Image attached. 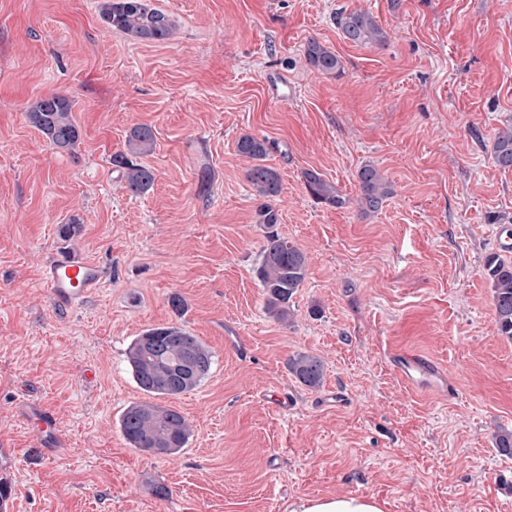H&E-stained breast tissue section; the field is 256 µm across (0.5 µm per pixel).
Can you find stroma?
<instances>
[{
  "instance_id": "1",
  "label": "stroma",
  "mask_w": 512,
  "mask_h": 512,
  "mask_svg": "<svg viewBox=\"0 0 512 512\" xmlns=\"http://www.w3.org/2000/svg\"><path fill=\"white\" fill-rule=\"evenodd\" d=\"M101 0H0V503L8 512H292L299 499L367 496L385 512H512V342L498 336L483 276L512 225V171L496 167L512 126V0H148L171 37L107 29ZM372 14L381 46L345 40L335 18ZM340 57L304 58L309 38ZM276 72L295 88L276 101ZM72 103L80 139L49 145L27 119L39 98ZM155 133L132 196L112 164L133 126ZM267 139L279 233L308 259L292 319L264 309L242 135ZM371 165L393 194L363 212ZM346 205L317 202L303 174ZM77 223L64 237L62 228ZM69 251L102 288L66 313L41 271ZM185 307L174 312L171 295ZM176 325L213 353L209 377L166 399L191 427L153 456L124 438L145 400L125 350ZM422 353L453 399L408 389L388 362ZM319 357V389L288 360ZM36 400L63 448L19 414ZM305 58L308 65L320 74H333L342 67L341 60L336 53L315 38H310L307 41ZM492 159L503 170H512V129L499 131L493 142ZM303 178L307 190L315 200L337 208L344 206L345 201L337 191L335 184L323 179L319 172L305 171Z\"/></svg>"
}]
</instances>
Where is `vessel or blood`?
I'll use <instances>...</instances> for the list:
<instances>
[{"label": "vessel or blood", "instance_id": "vessel-or-blood-1", "mask_svg": "<svg viewBox=\"0 0 512 512\" xmlns=\"http://www.w3.org/2000/svg\"><path fill=\"white\" fill-rule=\"evenodd\" d=\"M42 279L53 305L69 310L81 305L104 283L102 269L93 261L70 253L54 256L43 268ZM389 359L411 389L453 396L446 374L433 361L414 351L390 353Z\"/></svg>", "mask_w": 512, "mask_h": 512}]
</instances>
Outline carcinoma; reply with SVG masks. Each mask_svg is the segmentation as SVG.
Here are the masks:
<instances>
[{
    "label": "carcinoma",
    "mask_w": 512,
    "mask_h": 512,
    "mask_svg": "<svg viewBox=\"0 0 512 512\" xmlns=\"http://www.w3.org/2000/svg\"><path fill=\"white\" fill-rule=\"evenodd\" d=\"M100 16L107 28L118 30L137 42H164L172 31L170 16L148 6L147 0H105ZM336 25L344 39L355 44L382 45L387 41L384 29L363 11L339 14ZM305 58L320 74H333L342 67L336 53L315 38L307 41ZM27 118L56 149H70L80 138L72 117V104L65 96L53 95L35 101L27 111ZM154 140L151 127L135 126L128 136V154L112 158L125 187L135 196L148 193L154 184L152 169L133 161L149 153ZM269 149L268 140L251 135H243L237 142L239 154L252 160L246 171L247 181L255 196L263 199L256 208L255 223L267 229V242L256 277L264 290L268 315L286 323L290 316L289 302L306 278L307 257L275 229L279 213L271 201L281 193V179L274 169L263 164ZM492 159L499 168L512 170V129L496 134ZM358 180L363 209L379 211L392 195L390 183L371 165L359 170ZM304 183L315 200L337 208L344 206L336 185L323 179L320 173L304 172ZM484 276L491 282L497 334L512 342V262L492 255L486 260ZM125 355L138 387L157 398L175 397L194 390L209 376L213 363L212 352L197 337L177 326L145 330L132 340ZM288 370L309 389H318L323 384L324 364L315 355L300 353L289 358ZM120 428L132 447L151 455L177 454L186 446L191 434L180 412L148 401L127 407L120 418Z\"/></svg>",
    "instance_id": "cac0c4a2"
}]
</instances>
